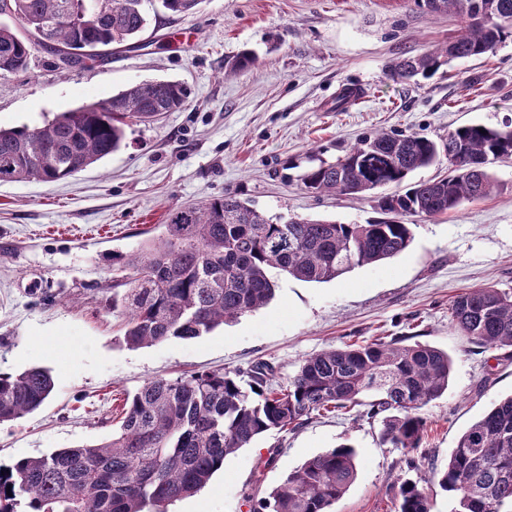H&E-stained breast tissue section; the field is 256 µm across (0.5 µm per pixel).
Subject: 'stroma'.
Segmentation results:
<instances>
[{"label": "stroma", "mask_w": 512, "mask_h": 512, "mask_svg": "<svg viewBox=\"0 0 512 512\" xmlns=\"http://www.w3.org/2000/svg\"><path fill=\"white\" fill-rule=\"evenodd\" d=\"M145 9L139 47L115 49L95 69L56 70L39 49L29 69L0 75L4 128L42 125L142 81L188 89L181 110L130 126L124 147L74 176L0 183V371L43 367L54 380L38 410L0 424V462L107 440L125 394L153 378L260 361L284 382L325 348L409 336L452 361L447 391L423 410L417 468L382 443L380 421L326 413L227 456L209 484L168 512H249L246 494L263 496L342 443L356 449L358 474L333 512H395L406 479L425 488L432 512H448L437 481L450 451L512 395V360L499 349L476 351L449 312L468 287L512 293V159L492 165L499 190L491 197L437 218L411 216L414 238L402 254L325 283L271 270L275 294L265 307L195 339L128 347L112 308L122 277L112 256L158 237L170 211L228 191L269 216L375 219L369 197L301 189V169L336 161L381 130L442 144L464 124L512 125V39L448 73L398 82L392 63L457 35L458 18L429 14L415 0H203L186 16L149 0ZM244 51L255 63L226 75V60ZM347 87L361 95L337 109Z\"/></svg>", "instance_id": "1"}]
</instances>
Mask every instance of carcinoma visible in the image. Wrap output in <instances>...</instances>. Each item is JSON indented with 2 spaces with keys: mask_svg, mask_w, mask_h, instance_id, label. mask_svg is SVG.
Here are the masks:
<instances>
[{
  "mask_svg": "<svg viewBox=\"0 0 512 512\" xmlns=\"http://www.w3.org/2000/svg\"><path fill=\"white\" fill-rule=\"evenodd\" d=\"M145 0H0L19 22H0V72L28 69L33 50L49 51L57 67L87 68L132 46L145 30ZM172 15L189 14L202 0H159ZM428 12L452 13L461 34L421 54L403 55L390 76L427 78L456 59L480 57L512 37V0H417ZM484 8V23L470 21ZM187 89L176 81L133 84L101 102L64 112L42 126L0 127V183L64 180L117 151L126 127L180 110ZM450 174L408 182L440 158L436 142L416 133L377 132L360 138L342 158L309 167L302 187L317 194H369L382 218L367 224L293 217L275 222L236 192L183 206L165 231L136 253L120 255L129 271L112 309L125 318L131 348L170 338L189 340L258 310L274 296L272 268L305 282L334 280L356 267L405 251L413 240L407 215L439 217L498 191L489 165L512 159V126L466 124L448 132ZM452 320L478 349H512V294L474 286L455 297ZM388 341L329 348L306 358L287 385L273 367L197 372L155 378L127 395L112 438L0 464V512H165L196 493L224 459L274 430H295L312 415H383V443L409 454L421 447V410L448 390L451 361L436 347ZM49 371L0 373V423L19 420L51 396ZM357 475L355 449L341 444L306 460L257 498L251 512H331ZM439 487L450 512H498L512 505V396L472 424L448 455ZM396 512H431L428 494L403 481Z\"/></svg>",
  "mask_w": 512,
  "mask_h": 512,
  "instance_id": "1",
  "label": "carcinoma"
}]
</instances>
